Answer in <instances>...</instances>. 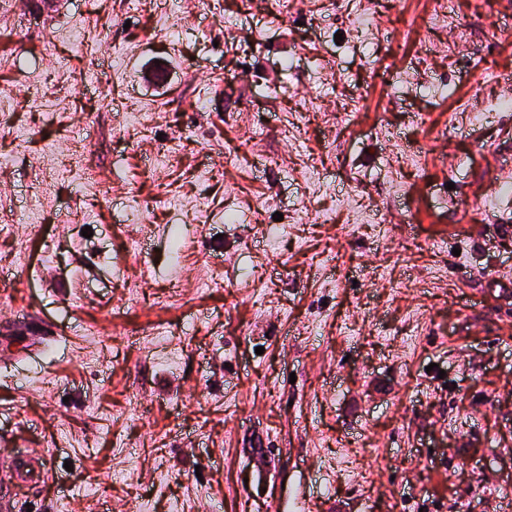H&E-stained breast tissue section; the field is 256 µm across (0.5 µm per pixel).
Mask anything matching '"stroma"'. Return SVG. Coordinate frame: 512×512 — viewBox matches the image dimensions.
Here are the masks:
<instances>
[{
	"label": "stroma",
	"instance_id": "35a3bbf8",
	"mask_svg": "<svg viewBox=\"0 0 512 512\" xmlns=\"http://www.w3.org/2000/svg\"><path fill=\"white\" fill-rule=\"evenodd\" d=\"M448 2L0 14L17 512H512V0Z\"/></svg>",
	"mask_w": 512,
	"mask_h": 512
}]
</instances>
